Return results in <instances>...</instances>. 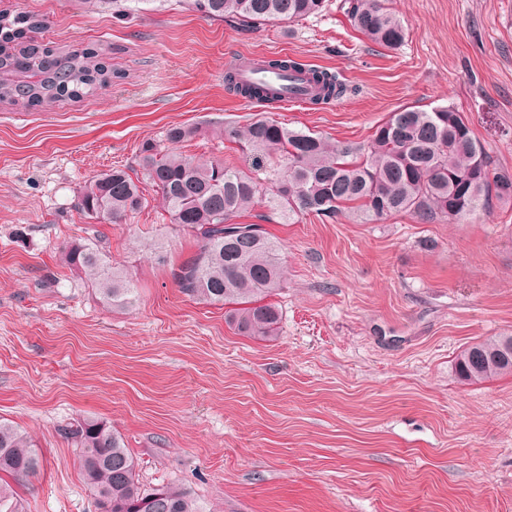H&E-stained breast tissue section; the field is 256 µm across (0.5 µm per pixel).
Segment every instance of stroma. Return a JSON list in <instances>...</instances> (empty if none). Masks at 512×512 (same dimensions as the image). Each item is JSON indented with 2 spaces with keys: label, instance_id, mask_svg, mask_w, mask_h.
<instances>
[{
  "label": "stroma",
  "instance_id": "35a3bbf8",
  "mask_svg": "<svg viewBox=\"0 0 512 512\" xmlns=\"http://www.w3.org/2000/svg\"><path fill=\"white\" fill-rule=\"evenodd\" d=\"M336 2L245 30L186 0L119 20L84 0H0L44 20L35 41L111 45L118 74L79 102L0 104V419L44 459L20 489L26 512H94L63 434L83 417L122 435L146 488L180 485L205 512H512V376L455 372L464 348L512 334V204L432 224L273 219L285 280L264 341L179 291L170 266L197 243L153 190L120 224L77 207L88 179L135 167L174 125L199 130L183 154L243 167L214 131L257 116L356 145L399 108L453 105L491 167L512 171V0H388L407 29L393 50ZM282 53L340 73L349 93L303 108L229 90L230 63ZM100 229L137 284L130 309L105 308L61 261Z\"/></svg>",
  "mask_w": 512,
  "mask_h": 512
}]
</instances>
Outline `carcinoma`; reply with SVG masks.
Listing matches in <instances>:
<instances>
[{
	"label": "carcinoma",
	"instance_id": "carcinoma-1",
	"mask_svg": "<svg viewBox=\"0 0 512 512\" xmlns=\"http://www.w3.org/2000/svg\"><path fill=\"white\" fill-rule=\"evenodd\" d=\"M92 8L124 17L155 0H85ZM325 0H188L191 9L241 29L269 22H293L322 10ZM338 9L371 42L389 49L401 45L406 29L385 0H340ZM44 25L25 11L0 10V103L33 106L43 100L80 99L117 77L105 63L108 46L43 47L25 40ZM321 94L313 104H328L347 91L339 75L311 70ZM233 90L258 102L271 100L261 84ZM197 133L172 126L161 146L144 141L137 155L147 184L155 188L173 224L192 232L197 250L171 269L176 286L188 298L227 307L226 321L238 332L265 339L276 331L278 308L268 298L282 287L285 270L278 245L266 228L237 221L262 193L274 187L270 207L283 220L314 214L334 219L344 211L366 221L408 213L423 224L459 221L485 212L493 203H512V172L490 168L484 147L468 120L453 107L429 111L400 108L379 124L365 147L290 129L259 117L244 126L226 124L222 139L249 151L256 169L249 174L221 162L201 163L176 149ZM147 199L127 170L112 168L93 176L80 191L78 208L89 218L120 224L140 212ZM106 235L91 244L71 243L63 261L89 278L101 302L129 308L138 301L130 275L112 265ZM511 334L474 343L461 351L455 371L466 383L512 375L505 345ZM63 433L74 448L95 512H204L197 499L177 485L146 489L138 463L122 436L106 422L82 418ZM43 458L27 433L0 420V512H24L17 487L37 475Z\"/></svg>",
	"mask_w": 512,
	"mask_h": 512
}]
</instances>
